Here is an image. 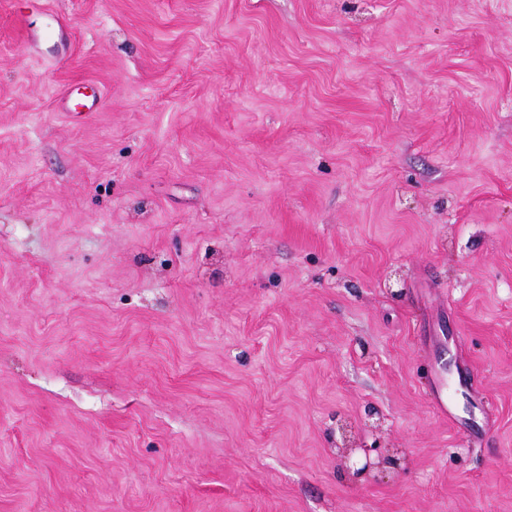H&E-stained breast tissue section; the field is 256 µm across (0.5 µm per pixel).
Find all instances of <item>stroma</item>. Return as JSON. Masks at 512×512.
<instances>
[{"label":"stroma","instance_id":"obj_1","mask_svg":"<svg viewBox=\"0 0 512 512\" xmlns=\"http://www.w3.org/2000/svg\"><path fill=\"white\" fill-rule=\"evenodd\" d=\"M0 512H512V0H0ZM435 357V363L432 365L433 377L432 381L435 387V391L431 398V405L435 412L445 418L452 417L453 412L451 410V396L448 394V388L445 389V384L442 379L441 373L437 369V362Z\"/></svg>","mask_w":512,"mask_h":512}]
</instances>
